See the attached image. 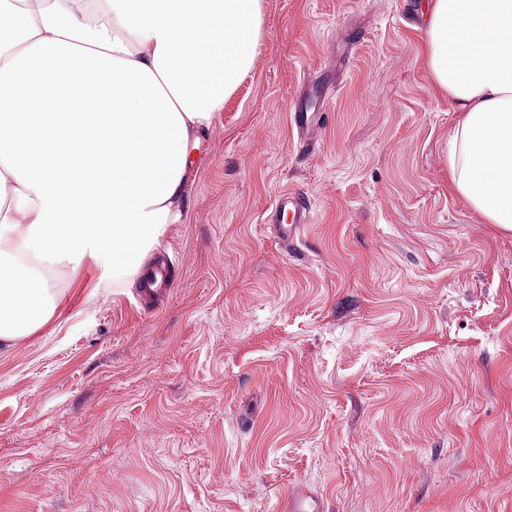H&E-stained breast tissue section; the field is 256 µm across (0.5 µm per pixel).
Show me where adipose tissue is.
<instances>
[{"label": "adipose tissue", "mask_w": 512, "mask_h": 512, "mask_svg": "<svg viewBox=\"0 0 512 512\" xmlns=\"http://www.w3.org/2000/svg\"><path fill=\"white\" fill-rule=\"evenodd\" d=\"M261 23L262 0H0V343L53 316L55 269L138 278ZM423 35L457 114L448 188L512 231V0H430ZM39 88L63 111L33 119Z\"/></svg>", "instance_id": "1"}]
</instances>
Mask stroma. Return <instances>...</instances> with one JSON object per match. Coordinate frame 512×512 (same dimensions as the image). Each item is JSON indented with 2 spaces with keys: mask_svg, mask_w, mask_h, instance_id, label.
Here are the masks:
<instances>
[{
  "mask_svg": "<svg viewBox=\"0 0 512 512\" xmlns=\"http://www.w3.org/2000/svg\"><path fill=\"white\" fill-rule=\"evenodd\" d=\"M426 0H263L155 309L99 266L0 346V512H512V231L448 191ZM319 112L302 140L292 115ZM311 218L284 236L282 194ZM320 502L316 501L303 487H296L288 492L286 510L289 512H320Z\"/></svg>",
  "mask_w": 512,
  "mask_h": 512,
  "instance_id": "obj_1",
  "label": "stroma"
}]
</instances>
